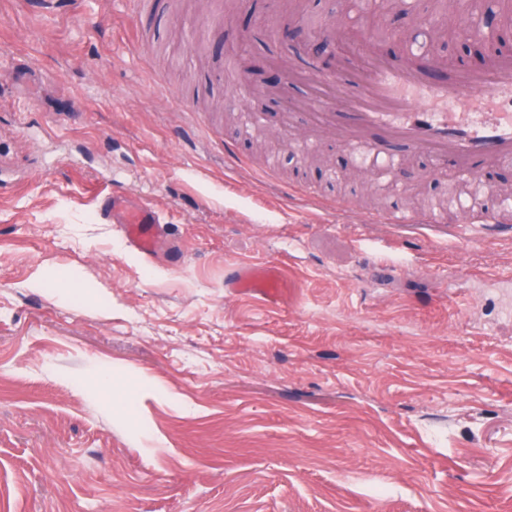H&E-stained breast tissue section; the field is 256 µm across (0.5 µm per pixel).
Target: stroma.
Instances as JSON below:
<instances>
[{
	"instance_id": "1",
	"label": "stroma",
	"mask_w": 512,
	"mask_h": 512,
	"mask_svg": "<svg viewBox=\"0 0 512 512\" xmlns=\"http://www.w3.org/2000/svg\"><path fill=\"white\" fill-rule=\"evenodd\" d=\"M417 16L0 0V512H512V228L436 242L288 198L301 169L363 211L484 191L419 154L364 190L340 143L288 144L280 97L252 127L215 78L235 55L286 84L302 19L390 55ZM116 182L170 224L163 261L101 216ZM257 261L280 303L225 285Z\"/></svg>"
}]
</instances>
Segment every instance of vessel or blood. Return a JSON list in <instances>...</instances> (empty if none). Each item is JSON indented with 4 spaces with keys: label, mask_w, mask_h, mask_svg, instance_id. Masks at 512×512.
Masks as SVG:
<instances>
[{
    "label": "vessel or blood",
    "mask_w": 512,
    "mask_h": 512,
    "mask_svg": "<svg viewBox=\"0 0 512 512\" xmlns=\"http://www.w3.org/2000/svg\"><path fill=\"white\" fill-rule=\"evenodd\" d=\"M305 76L300 94L289 96L285 123L306 129L304 142L319 145L324 134L345 144L351 155L367 154L373 176L395 174L403 157L423 153L435 169H451L457 178L476 181L486 165L512 161V56L493 58L480 72L450 73L446 60L405 47L392 57L372 49L338 43L327 63H301ZM226 78L250 107V118L265 120L256 110L265 87L252 80L240 59H233ZM447 103L451 112L431 106ZM102 215L114 224L125 248L154 259L170 235L158 211L126 186L116 185L105 196ZM365 224H392L409 230L419 224L439 228L478 224L491 230L512 225V204L498 201L490 209L449 206L447 214L406 208L382 209L361 216ZM230 287L259 299L277 302L286 288L281 269L274 265L230 268Z\"/></svg>",
    "instance_id": "b4317fda"
}]
</instances>
